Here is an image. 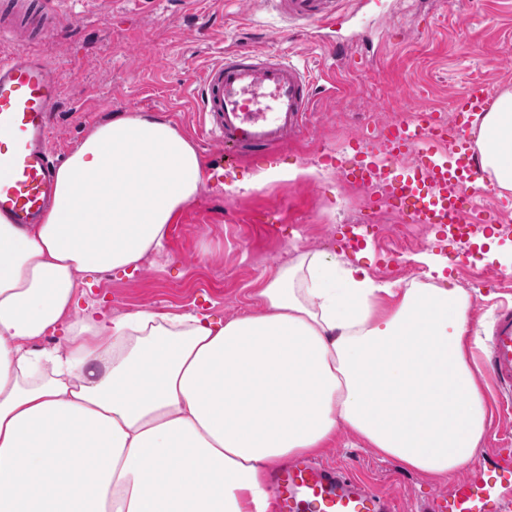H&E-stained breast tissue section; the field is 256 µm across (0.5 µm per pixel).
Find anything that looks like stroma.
<instances>
[{
	"instance_id": "obj_1",
	"label": "stroma",
	"mask_w": 512,
	"mask_h": 512,
	"mask_svg": "<svg viewBox=\"0 0 512 512\" xmlns=\"http://www.w3.org/2000/svg\"><path fill=\"white\" fill-rule=\"evenodd\" d=\"M63 6L74 17L70 30L41 44L43 57L62 74L53 128L61 159L94 125L119 113L149 112L193 137L205 163L216 166V145L195 136L191 90L202 66L240 42L288 55L316 84L332 78L343 88L334 97L319 94L312 132L284 144L273 160L285 169L322 168L324 177L234 195L208 180L170 225L162 255L148 256L136 270L97 274L78 289L79 309L92 305L106 315L202 312L224 320L249 311L257 288L298 253L345 254L354 223L349 213L357 209L368 243L347 254L349 261L403 288L424 281L415 252H391L376 236L377 214L393 215V207L357 194L322 156L345 148L364 118L379 125L390 120L404 105L400 90L425 96L446 114L469 82L512 90V0H372L358 15L352 0H341L345 21L310 42L294 32L271 39L286 22L274 5L254 0H63ZM202 27L209 31L203 41ZM353 37L354 57L330 52V44ZM468 249L433 227L423 229L421 250L444 259L471 296L475 355L498 308L512 300V270L489 260L486 250L472 255ZM320 458L391 495L401 512H431L433 499L449 487L403 470L346 433Z\"/></svg>"
}]
</instances>
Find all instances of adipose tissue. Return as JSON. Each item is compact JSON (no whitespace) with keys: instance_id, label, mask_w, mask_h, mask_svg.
Instances as JSON below:
<instances>
[{"instance_id":"adipose-tissue-1","label":"adipose tissue","mask_w":512,"mask_h":512,"mask_svg":"<svg viewBox=\"0 0 512 512\" xmlns=\"http://www.w3.org/2000/svg\"><path fill=\"white\" fill-rule=\"evenodd\" d=\"M471 134L511 192V90ZM207 179L170 122L120 114L58 167L40 223L0 217V512H265L268 471L343 428L432 477L482 450L471 296L430 255L425 282L397 288L305 252L224 322L79 312L85 279L161 252ZM60 324L63 344L35 347Z\"/></svg>"}]
</instances>
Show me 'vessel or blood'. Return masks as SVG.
<instances>
[{
  "label": "vessel or blood",
  "instance_id": "vessel-or-blood-1",
  "mask_svg": "<svg viewBox=\"0 0 512 512\" xmlns=\"http://www.w3.org/2000/svg\"><path fill=\"white\" fill-rule=\"evenodd\" d=\"M298 29H330L340 17L335 0H275ZM39 21L38 37L72 24L60 0H0V217L38 223L55 191L58 164L51 144L61 74L41 54L14 50L18 32ZM201 129L224 147V170L241 160L273 158L288 138L310 128L317 87L287 57L241 45L200 72L194 88ZM494 93L482 81L467 84L454 111H487ZM402 114L377 132H360L336 159L341 180L383 185L411 224H432L464 242L492 230L485 173L469 148L466 124L413 93ZM483 365L501 413L512 412V307L497 314ZM269 490L274 512H398L394 499L367 488L333 466L298 456L274 469ZM436 512H512V451L498 452L490 468L456 480L438 496Z\"/></svg>",
  "mask_w": 512,
  "mask_h": 512
}]
</instances>
